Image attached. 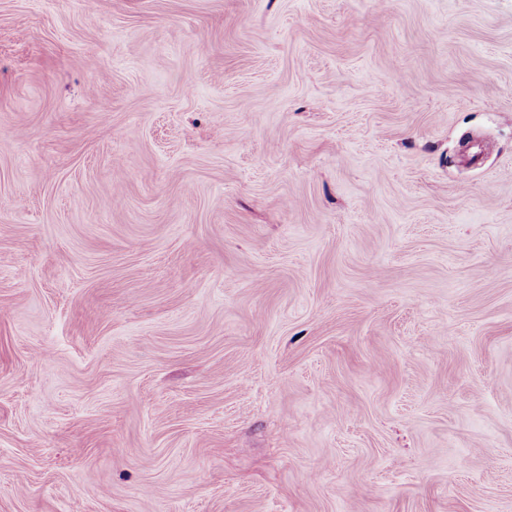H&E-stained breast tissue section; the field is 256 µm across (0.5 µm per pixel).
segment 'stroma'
I'll return each mask as SVG.
<instances>
[{
  "label": "stroma",
  "instance_id": "obj_1",
  "mask_svg": "<svg viewBox=\"0 0 512 512\" xmlns=\"http://www.w3.org/2000/svg\"><path fill=\"white\" fill-rule=\"evenodd\" d=\"M512 512V0H0V512Z\"/></svg>",
  "mask_w": 512,
  "mask_h": 512
}]
</instances>
